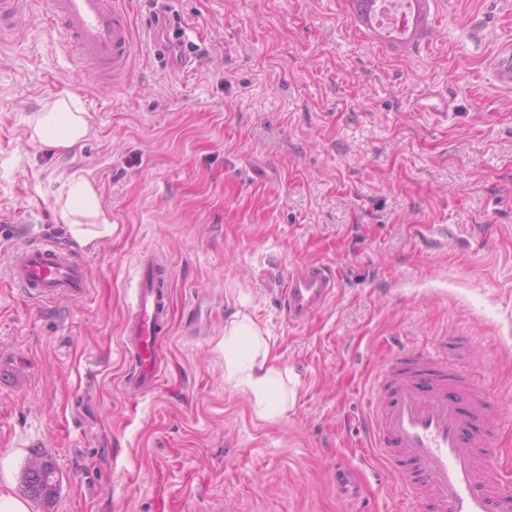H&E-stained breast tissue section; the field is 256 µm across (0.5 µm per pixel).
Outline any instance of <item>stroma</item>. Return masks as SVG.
Listing matches in <instances>:
<instances>
[{
  "label": "stroma",
  "instance_id": "obj_1",
  "mask_svg": "<svg viewBox=\"0 0 512 512\" xmlns=\"http://www.w3.org/2000/svg\"><path fill=\"white\" fill-rule=\"evenodd\" d=\"M128 0L136 31L119 82L80 71L45 26V0L0 30V270L48 236L77 250L88 294L34 303L0 284V491L33 451L62 483L28 512H417L364 448L369 388L402 349L470 337L454 367L512 398V0H429L394 39L354 0ZM454 100L432 126L420 89ZM72 98L93 133L55 154L31 116ZM89 181L110 235L77 245L60 216ZM165 254L172 319L160 385L124 386L122 331L141 252ZM323 262L334 297L303 325L280 293L290 266ZM268 332L295 397L266 419L224 378L239 297ZM353 460L356 503L333 475Z\"/></svg>",
  "mask_w": 512,
  "mask_h": 512
}]
</instances>
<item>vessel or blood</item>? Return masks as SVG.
I'll use <instances>...</instances> for the list:
<instances>
[{
    "instance_id": "vessel-or-blood-1",
    "label": "vessel or blood",
    "mask_w": 512,
    "mask_h": 512,
    "mask_svg": "<svg viewBox=\"0 0 512 512\" xmlns=\"http://www.w3.org/2000/svg\"><path fill=\"white\" fill-rule=\"evenodd\" d=\"M126 0H48L47 17L72 62L97 75L121 77L134 44ZM413 111L447 118V92L424 89ZM11 284L35 303L60 296L85 297L86 264L53 238L18 247L6 267ZM332 266L304 263L289 269L281 302L290 323L303 324L334 296ZM168 262L153 253L137 260L132 314L123 330L126 388L154 390L162 376L169 333ZM460 341L442 354L422 349L395 353L380 373L365 429L373 448L395 467L397 486L420 512H512V480L484 453L503 423L502 404H489L449 363L472 355Z\"/></svg>"
}]
</instances>
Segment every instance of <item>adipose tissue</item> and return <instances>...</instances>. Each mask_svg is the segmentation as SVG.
I'll return each instance as SVG.
<instances>
[{
  "instance_id": "ef3b65f1",
  "label": "adipose tissue",
  "mask_w": 512,
  "mask_h": 512,
  "mask_svg": "<svg viewBox=\"0 0 512 512\" xmlns=\"http://www.w3.org/2000/svg\"><path fill=\"white\" fill-rule=\"evenodd\" d=\"M32 125L34 139L51 151L72 148L91 133L85 112L63 99L36 113ZM78 211L98 218L101 231L95 232L71 221V214ZM62 214L69 219V233L81 244L92 243L97 234L112 232V225L102 218L96 193L87 180L69 181ZM224 366L227 381L250 395L261 417L282 416L292 404L294 394L284 387L282 372L271 354L266 331L246 311H236L224 325Z\"/></svg>"
}]
</instances>
